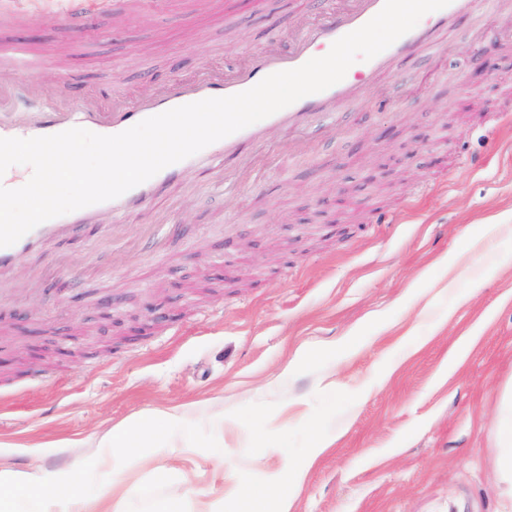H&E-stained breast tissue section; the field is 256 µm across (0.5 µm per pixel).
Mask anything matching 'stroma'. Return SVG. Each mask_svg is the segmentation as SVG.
Here are the masks:
<instances>
[{
    "instance_id": "1",
    "label": "stroma",
    "mask_w": 512,
    "mask_h": 512,
    "mask_svg": "<svg viewBox=\"0 0 512 512\" xmlns=\"http://www.w3.org/2000/svg\"><path fill=\"white\" fill-rule=\"evenodd\" d=\"M68 0H17L0 44L55 52L48 94L136 99L179 77L229 71L284 44L314 0H137L54 20ZM478 72L466 30L387 78L351 131L263 147L261 186L226 194L210 161L127 218L161 224L164 254L104 243L99 224L56 241L47 279L21 270L0 312V458L68 468L93 499L109 472L77 442L135 414L195 402L164 479L145 467L123 512H193L218 497L222 460L279 512L287 449L307 467L291 512H512L497 471L499 400L512 383V13L491 20ZM180 212L162 217L170 204ZM335 388H327L328 379ZM224 402L216 417L214 399ZM334 443L314 465L313 433ZM271 448L255 466V444Z\"/></svg>"
}]
</instances>
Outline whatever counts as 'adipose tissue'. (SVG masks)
<instances>
[{"label": "adipose tissue", "mask_w": 512, "mask_h": 512, "mask_svg": "<svg viewBox=\"0 0 512 512\" xmlns=\"http://www.w3.org/2000/svg\"><path fill=\"white\" fill-rule=\"evenodd\" d=\"M192 408V403L187 402L112 425L96 436V445L122 455L125 469H134L145 457H162L169 452L170 443L158 433L159 422L176 423ZM495 438L499 473L512 483V386L506 387L501 396ZM75 480L76 475L70 470L48 472L34 467L15 470L0 466V512H21L26 502L31 504V512H85L83 500L73 487Z\"/></svg>", "instance_id": "adipose-tissue-1"}]
</instances>
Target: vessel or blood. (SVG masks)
Segmentation results:
<instances>
[{"instance_id": "1", "label": "vessel or blood", "mask_w": 512, "mask_h": 512, "mask_svg": "<svg viewBox=\"0 0 512 512\" xmlns=\"http://www.w3.org/2000/svg\"><path fill=\"white\" fill-rule=\"evenodd\" d=\"M315 2L319 14L316 21L306 23L286 45L249 56L233 71L177 79L158 94L96 107L82 100H74L63 106L46 102L39 111L31 113L25 123L0 120V137L47 136L78 124L97 134L114 135L169 109L246 91L273 73L297 68L311 58L326 55L337 39L360 28L379 13L385 0ZM510 11L512 0H452L448 6L424 15L411 31L376 57L365 61L359 74L345 76L328 89L305 96L277 113L207 146L194 156L165 167L115 199L50 219L14 245L0 247V280H5L14 272L20 258L40 260L50 243L90 223L96 215L107 213L113 216V223L102 226L101 236L105 239L117 238L125 231L120 223L121 218L150 205L169 184L183 181L191 174L200 161L222 156L242 161L246 158V148L265 146L275 138L280 139L288 153H295L304 138L317 132L319 124L335 125L340 122L337 111L340 104L376 90L379 79L393 73L399 62L438 49L459 21H469L472 32L480 38L486 32L489 16ZM13 51L14 64L0 65V111L16 107L18 102L17 97L6 92V82L18 77L34 79L40 69L39 60L30 56L24 46H14Z\"/></svg>"}]
</instances>
